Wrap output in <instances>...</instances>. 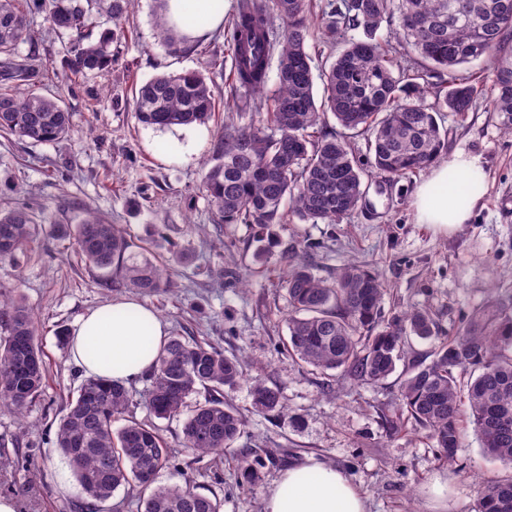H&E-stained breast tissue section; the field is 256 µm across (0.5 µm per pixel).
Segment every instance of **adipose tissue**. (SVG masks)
<instances>
[{
  "instance_id": "obj_1",
  "label": "adipose tissue",
  "mask_w": 512,
  "mask_h": 512,
  "mask_svg": "<svg viewBox=\"0 0 512 512\" xmlns=\"http://www.w3.org/2000/svg\"><path fill=\"white\" fill-rule=\"evenodd\" d=\"M231 0H169L172 22L186 36L222 26ZM487 190L475 156L458 151L435 166L415 195L418 223L453 232L468 221ZM167 336L156 313L132 298L82 315L72 332L71 357L90 378L128 382L143 377ZM265 512H366L359 489L334 464L314 458L288 467L270 488Z\"/></svg>"
}]
</instances>
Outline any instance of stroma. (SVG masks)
<instances>
[{"label": "stroma", "mask_w": 512, "mask_h": 512, "mask_svg": "<svg viewBox=\"0 0 512 512\" xmlns=\"http://www.w3.org/2000/svg\"><path fill=\"white\" fill-rule=\"evenodd\" d=\"M154 0H136L114 45L111 71L77 81L64 76L67 33H48L43 17L37 49L53 70L46 93L71 114L70 131L56 143L31 144L0 137V208L30 207L44 227L19 262H0V287H18L39 326L47 366L43 396L24 415L0 409V496L15 498L19 512H137L138 491L118 489L107 501L83 492L54 448L58 418L84 382L58 328H74L86 311L128 297L129 289L100 282L74 255L71 241L46 232L49 224H76L92 210L120 225L128 240L158 262L173 264L170 295H142L168 325L169 335H192L243 357L247 377L277 385L282 414L254 413L246 386L224 389L226 402L246 418L236 450L195 455L183 446V423L152 420L144 407L133 414L155 421L169 447L157 475L162 485L191 483L216 498L221 512H264V499L282 471L315 457L340 467L366 499L367 512H477L488 480H512V465L486 459L474 432H466L455 464L439 459L433 441L413 421H401L395 403L406 363L380 386L330 377L292 358L288 295L279 284L280 259L300 254L324 278L354 263L377 271L387 289L386 308H422L450 334L475 310L512 296V135L487 102L465 114L444 113L449 151L478 157L488 188L467 224L447 233L416 220L417 173L366 188V204L338 224H306L291 218L274 229L276 245L257 267L255 229L214 224L202 192L205 163L224 125L231 53L222 30L206 32L189 52L169 54L153 23ZM200 71L211 79L215 112L208 123L158 130L138 124L135 87L167 72ZM190 148L172 154L165 144ZM71 168L47 176V162ZM259 459L257 485L240 483V451ZM447 481L443 502L429 493L434 479Z\"/></svg>", "instance_id": "35a3bbf8"}]
</instances>
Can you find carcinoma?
<instances>
[{
	"label": "carcinoma",
	"instance_id": "cac0c4a2",
	"mask_svg": "<svg viewBox=\"0 0 512 512\" xmlns=\"http://www.w3.org/2000/svg\"><path fill=\"white\" fill-rule=\"evenodd\" d=\"M135 0H0V132L33 143L64 139L71 115L53 96L40 93L48 69L36 52L21 58V43L36 46L30 20L44 16L51 29L71 35L66 66L74 79L112 69V43L124 36L121 22ZM113 28L97 42L86 32L97 17ZM282 25L274 27V19ZM397 19L391 47L379 30ZM155 27L167 49L187 50L188 39L168 17V0H157ZM232 78L230 97L245 107L257 101L262 123L228 119L202 190L217 224H252L264 243L254 258L267 261L271 229L288 215L311 223L337 224L365 202L364 178L397 180L432 164L448 148L442 113H465L490 92L492 110L512 134V0H240L227 27ZM340 44L322 71L321 102L314 97L309 47ZM420 60L405 67L404 48ZM278 55L277 87L269 93V69ZM494 59L490 89L466 69ZM448 72L446 84L430 82ZM23 82L29 91L14 92ZM434 101L426 103L423 92ZM138 122L156 129L206 123L214 98L198 71L162 73L135 89ZM344 130L367 136L370 169L353 155L346 137L328 134L329 118ZM56 236L74 241L76 257L147 295L173 291V270L131 252L125 233L92 211L78 224L51 225ZM35 222L23 205L0 211V261L31 249ZM280 281L286 288L288 353L322 372L339 370L356 384L379 385L410 348L411 337L433 342L432 360L417 362L400 378L399 410L427 430L441 458L453 462L469 420L489 459L512 464V301L472 313L453 336H443L425 310L385 315L386 289L375 272L345 266L328 279L308 264L284 256ZM37 327L22 298L0 292V409L23 414L45 388L46 362ZM139 394L124 384L89 378L58 420L54 448L66 460L88 498L103 502L144 473L158 474L168 461L159 429L131 415L144 405L159 419L184 417L185 448L199 455L222 454L244 434L241 413L221 398L223 389L247 385L260 413L282 412L279 388L247 379L244 361L189 336H171L160 348ZM203 402L189 404L200 390ZM117 420L124 424L115 429ZM241 483L256 484L257 462L242 453ZM140 512H220L221 503L189 487L147 484ZM478 512H512V482L491 481Z\"/></svg>",
	"mask_w": 512,
	"mask_h": 512
}]
</instances>
